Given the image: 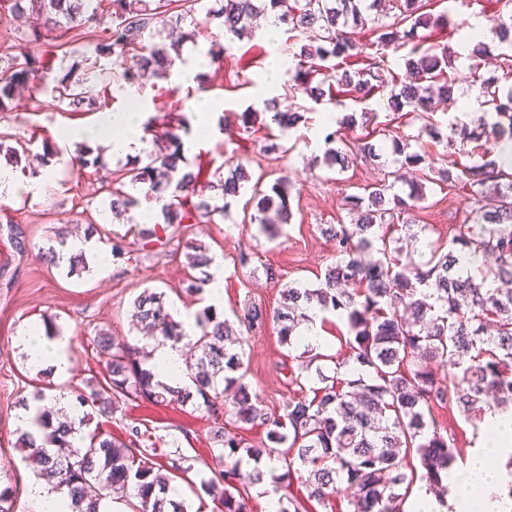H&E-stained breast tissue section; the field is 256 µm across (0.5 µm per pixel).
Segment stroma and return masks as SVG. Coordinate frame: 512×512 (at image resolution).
<instances>
[{"mask_svg": "<svg viewBox=\"0 0 512 512\" xmlns=\"http://www.w3.org/2000/svg\"><path fill=\"white\" fill-rule=\"evenodd\" d=\"M502 8L501 0H428L426 12L444 15L445 21L442 28L423 30L422 36L425 43L438 41L458 48L472 28L487 26L489 15ZM70 41V33L61 32L56 38L29 44L16 39L12 21H1L0 70L5 69L10 57L31 52L41 58L46 81H53L60 71L64 45ZM299 46L286 29H279L277 38L272 40L263 28H256L251 36L234 43L223 65H206V88L179 89L172 79L151 76L144 79L137 102L142 119L160 130L183 120L195 123L193 98L203 94L219 99L220 110L214 119L226 124L232 133L198 145L188 154V162L200 167L203 180L214 184L227 175L226 161L232 155L247 159L250 177H263L265 183L288 177L292 184L293 219L283 235L273 241L259 234L256 225L244 222L241 203L252 194L251 188L246 187L241 191L240 203L233 205L229 215L196 217L185 221L178 231L163 226L158 239L147 245L128 234L125 224L101 225L97 244L102 251H110V239L115 234L124 236L127 247L126 255L112 258L109 274L100 272L91 255L86 258V270L75 274L69 273L64 263L56 267L43 264L37 258L39 248L53 243L58 234L70 236L76 229L87 228L89 220L97 218L108 201L100 185L125 162L109 157L102 169L71 172L66 165L75 149L71 141L62 144L61 154L35 161V154L42 151V139L57 140L59 131L66 127L92 126L98 120V109L64 112L48 93L30 89L15 101L12 111L0 112V143L15 147L26 142L31 149L30 155L14 166L18 188L5 199L15 221L0 223V484L15 489V512H30L24 494L34 473L33 467L23 462L16 444V420L25 411L20 401L30 396L37 377L36 369L28 364L16 342L22 327L51 317L65 329L70 370L67 377L54 375L50 381L57 392L74 398L77 390L102 383L104 371L95 355V340L103 332L130 337L131 303L144 289L165 293L168 302L181 304L189 312L200 310L196 298L183 291L188 274L184 257L187 240L206 246L215 261L222 264V309L226 317H233L247 303L270 311L279 307L281 291L288 283L316 285L317 275L334 262V248L322 238L318 227L348 220L346 197L363 194L365 188L380 183L396 170L395 156L390 151L393 137H417L418 147L433 157L435 167L450 168L454 163L466 162L473 143L462 142L457 136L437 143L421 135L420 130L430 123L447 128L449 120L456 117L474 123L478 104L470 97L469 61L455 62L451 107L443 106L417 118L409 116L398 123L388 121L387 110L380 101L370 100L369 106L377 114L373 140L382 145V155L343 171L320 162L327 133L322 117L331 110L337 117H344L358 111V104L348 100L336 108L328 103L316 106L305 96H291V75L287 72L275 84L262 83L270 59L277 56L291 62ZM270 99L276 100L280 109L302 114V121L273 138L266 129L270 118L261 112L258 124L250 131L238 129V115L251 106L261 111L264 101ZM37 174L46 176L47 183L43 194L34 197L24 187ZM422 192L416 218L427 227L425 241L435 245H447L456 225L464 223L479 208L477 199L465 189L427 180ZM270 270L275 271V278H267ZM245 352L249 362L246 383L269 410L280 413L289 403L299 400L300 391L288 381L290 374L300 371L298 351L281 344L275 325L250 334ZM434 416L438 426L453 436L455 467L463 469L467 451L479 448V431L458 410L438 408ZM130 424L149 430L165 452L183 456L192 466V481L211 477L224 468L223 460L213 450L206 414L193 404L152 405L126 400L112 414H92L86 428L120 438Z\"/></svg>", "mask_w": 512, "mask_h": 512, "instance_id": "obj_1", "label": "stroma"}]
</instances>
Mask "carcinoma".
Segmentation results:
<instances>
[{
  "mask_svg": "<svg viewBox=\"0 0 512 512\" xmlns=\"http://www.w3.org/2000/svg\"><path fill=\"white\" fill-rule=\"evenodd\" d=\"M13 17L35 12L41 26L15 31L22 41L38 43L49 33L66 28L89 29L109 19L97 35L91 65L61 67L62 74L48 86L41 77V61L22 53L9 58L0 72V112H10L21 88L34 85L49 92L59 107L74 110L85 101L86 84L105 83L111 73L97 66L102 58L113 57L123 65L120 79L134 85L149 72L166 78L180 58L179 43L150 42L166 24L172 5L180 8V19L206 16L221 20L224 42H212L208 55L220 64L232 45L252 30V22L272 12L288 31L309 35V43L293 54V81L296 93L316 104L333 101L332 87L359 104L380 94L386 109L397 118L417 112H432L436 103L453 99L455 83L448 74L455 57L448 45H421L417 31L438 26L431 14L423 12V0H393L399 11L397 21L386 23L377 13L381 0H224L220 9L205 8V0H8ZM372 24L375 46L399 48L411 41L414 46L404 57L406 80L386 75L380 62L372 60L355 73L345 65L367 58L368 45L357 41L351 30ZM491 30L497 44L475 41L471 58L490 56L501 46L512 50V13H499ZM335 64L330 65L328 61ZM473 82L480 84L486 107L483 135L496 147L512 143V90L500 97L499 82H512V58H504L502 78H486L474 64ZM263 112L279 131L294 128L302 119L298 112L282 111L268 100ZM191 133L186 121L163 132L166 151L149 154L108 181L109 210L116 218L130 216L138 206V195L162 202L166 224H180L186 218L183 200L198 198L194 209L201 217L230 212L232 200L241 194L248 175L241 163L229 159L228 175L220 181V198L206 194L210 185L199 184L200 172L190 169L183 153L182 135ZM393 152L403 164L425 165L434 171L427 156L411 150L410 138L392 141ZM377 156L376 145L365 138L330 148L323 156L328 168L344 170L359 159ZM101 156L81 146L71 156L72 169L100 167ZM448 186L460 185L475 195L492 190L496 205L480 209L472 223L461 224L443 252L421 250L401 258V248L393 246L392 232L400 228L410 240L419 241L427 225L416 223L414 212L423 199L421 186L409 184L406 196L387 197V186L372 187L365 196L348 197V224H323L320 232L335 242L336 262L329 266L316 287L288 284L282 291L283 305L268 314L247 304L232 323L212 305L194 316L195 330L169 311L165 294L146 288L132 302V322L144 339L187 341L201 350L196 363H186L193 389L173 388L154 381L143 368L138 345L108 334L96 340V354L103 364L107 387L81 392L80 407H96L103 414L113 411L121 400H140L153 405L193 402L212 422L216 450L224 457V471L200 481L196 494L204 493L221 501L223 512H248L241 488L263 481V473L244 466L250 460L267 458L285 464L278 479L285 482L297 474L303 478L306 501L287 499L277 512H308L306 502L323 504L346 485L355 502L354 512H404L402 503L417 479L427 482L442 505H447L448 479L456 461L454 438L437 428L433 407L457 408L468 419L487 407L512 404V288L484 287L493 277L512 283V155L455 170L438 171ZM291 183L279 177L266 190L261 181L252 186L255 213L249 223L273 239L279 225L289 224ZM66 237L57 245L43 248L40 257L59 265ZM464 256L481 259L479 275L463 276L459 267ZM186 267L198 270L184 291L202 294L211 281L208 268L213 263L208 249L193 241L185 243ZM318 307L334 313L346 327L340 337L341 361L321 352L322 346L302 336L301 326L310 321L308 310ZM277 325L280 342L302 348V368L316 366L319 386L310 388L313 397L302 396L277 414L251 396L244 382V334L261 330L267 321ZM335 361L333 375L320 362ZM349 368L350 378L341 377ZM52 387H38L33 394L36 415L33 424L40 439L20 431L22 450L36 459L39 476L53 483L68 499L69 512H100L101 501L109 496H132L136 512H187L184 501L168 496L176 474L191 466L176 455L166 456V465L155 466L163 455L156 443L146 444V436L135 426L125 439L98 431L82 434L72 421L60 420L41 406L53 398ZM234 409L236 419L265 429L266 440L258 445L246 442L224 427V416Z\"/></svg>",
  "mask_w": 512,
  "mask_h": 512,
  "instance_id": "carcinoma-1",
  "label": "carcinoma"
}]
</instances>
